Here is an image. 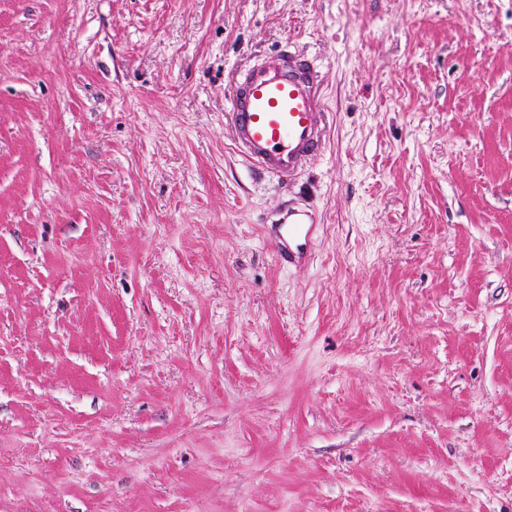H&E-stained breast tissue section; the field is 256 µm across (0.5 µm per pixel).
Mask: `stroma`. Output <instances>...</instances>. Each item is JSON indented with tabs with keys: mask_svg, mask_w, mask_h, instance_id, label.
<instances>
[{
	"mask_svg": "<svg viewBox=\"0 0 512 512\" xmlns=\"http://www.w3.org/2000/svg\"><path fill=\"white\" fill-rule=\"evenodd\" d=\"M0 512H512V0H0ZM318 75L288 50L279 62L246 69L230 97L235 142L259 169L283 178L302 169L322 146ZM312 224L314 221L309 212L288 211L281 218L280 225H287L288 239L299 241L300 243L297 245V249H299L311 242Z\"/></svg>",
	"mask_w": 512,
	"mask_h": 512,
	"instance_id": "1",
	"label": "stroma"
}]
</instances>
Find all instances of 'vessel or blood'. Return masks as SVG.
I'll return each instance as SVG.
<instances>
[{"mask_svg":"<svg viewBox=\"0 0 512 512\" xmlns=\"http://www.w3.org/2000/svg\"><path fill=\"white\" fill-rule=\"evenodd\" d=\"M318 75L313 63L282 51L274 64L244 71L230 97L234 139L259 169L286 178L302 169L322 146ZM282 222L288 237L310 242L313 219L290 211Z\"/></svg>","mask_w":512,"mask_h":512,"instance_id":"vessel-or-blood-1","label":"vessel or blood"}]
</instances>
